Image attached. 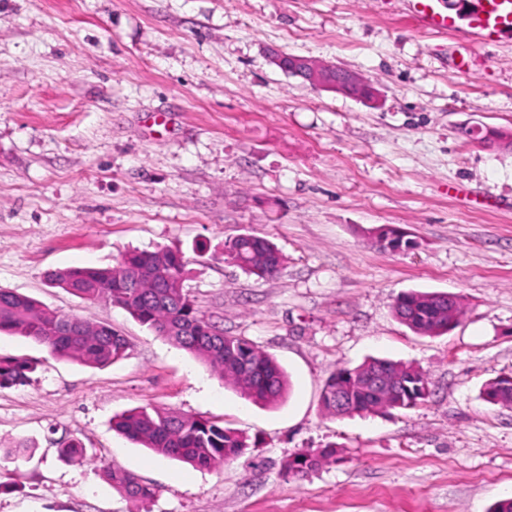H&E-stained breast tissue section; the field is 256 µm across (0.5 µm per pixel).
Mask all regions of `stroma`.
I'll use <instances>...</instances> for the list:
<instances>
[{"label": "stroma", "instance_id": "35a3bbf8", "mask_svg": "<svg viewBox=\"0 0 512 512\" xmlns=\"http://www.w3.org/2000/svg\"><path fill=\"white\" fill-rule=\"evenodd\" d=\"M278 50L371 83L376 102L318 88ZM512 40L419 29L410 0H0V288L112 325L126 357L99 368L0 334L36 369L0 388V512H488L512 499V408L481 395L512 375ZM398 227L414 249L381 248ZM241 235L280 271L225 261ZM180 251L184 288L225 334L274 357L282 402L244 397L188 352L51 272L113 267L130 249ZM458 295L440 336L393 314L408 290ZM410 363L425 402L330 417L332 371ZM163 406L238 432L243 455L199 470L112 428ZM77 438L81 461L59 460ZM35 452L12 460L18 441ZM332 449L302 479L291 455ZM130 471L148 502L102 473ZM224 255L245 272L261 278L276 274L283 263L282 254L273 243L250 235L231 241Z\"/></svg>", "mask_w": 512, "mask_h": 512}]
</instances>
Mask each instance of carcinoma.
Wrapping results in <instances>:
<instances>
[{
  "label": "carcinoma",
  "mask_w": 512,
  "mask_h": 512,
  "mask_svg": "<svg viewBox=\"0 0 512 512\" xmlns=\"http://www.w3.org/2000/svg\"><path fill=\"white\" fill-rule=\"evenodd\" d=\"M225 257L249 274L267 277L283 263L279 249L270 241L244 235L231 241ZM185 262L181 253L169 249L155 252L129 251L110 268H71L49 275L50 283L87 301L105 299L126 310L142 324L177 347L207 364L239 388L250 400L276 404L286 394L283 369L267 353L239 336H226L209 322L184 289ZM395 317L423 336L448 332V294L410 290L397 297ZM0 332L30 338L56 358H75L89 367H103L126 356L125 337L111 325L91 323L74 315H62L34 299L0 288ZM34 371L31 361L0 357V388L23 385ZM372 371L393 374L399 383L392 392L377 396L358 384ZM430 395L423 372L403 362L372 358L354 368H339L326 379L321 395L323 410L331 416L378 414L395 408H412ZM485 399L512 405V388L502 379L488 382ZM113 428L155 454L176 459L198 469H209L242 455L247 445L242 436L216 421L185 415L166 407H137L115 419ZM65 462L86 458L81 441L71 439L57 449ZM325 452L305 451L288 458V476H304L316 470ZM112 487L134 501L155 496L133 473L104 470Z\"/></svg>",
  "instance_id": "obj_1"
}]
</instances>
